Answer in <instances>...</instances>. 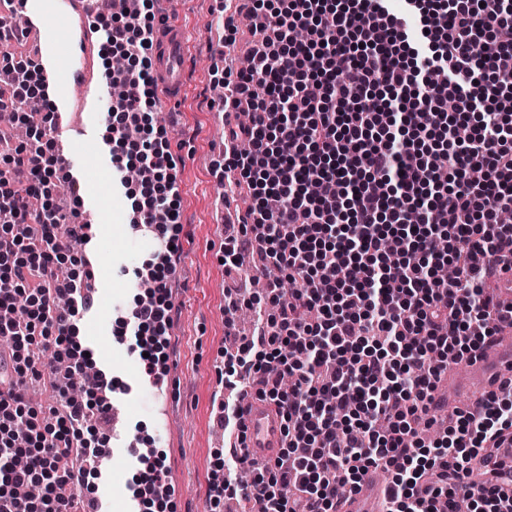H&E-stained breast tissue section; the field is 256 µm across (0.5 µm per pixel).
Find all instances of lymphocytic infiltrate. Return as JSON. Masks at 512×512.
<instances>
[{"label":"lymphocytic infiltrate","mask_w":512,"mask_h":512,"mask_svg":"<svg viewBox=\"0 0 512 512\" xmlns=\"http://www.w3.org/2000/svg\"><path fill=\"white\" fill-rule=\"evenodd\" d=\"M92 25L105 54L109 82L127 92L111 101L102 142L141 227L162 242L152 260L133 269L144 295L123 320L118 340L144 374L165 372L163 335L172 310L178 185L171 144L153 126L156 97L150 71L153 0L114 11L96 0ZM236 14L262 40L236 74L233 106L250 115L224 133L229 188L253 203L240 222L264 237L224 243V271L241 269L257 249L265 267L284 275L274 288L227 311L254 312L259 332L226 364L224 383L251 374L261 393L283 410L286 446L276 467L240 466L251 473L258 512H337L339 493L353 492L369 469H382L387 512H512V460L485 464L483 449L512 434V379L490 392L481 412L456 409L443 433L421 435L432 393L449 359L475 357L497 323L512 316L491 289L512 265L504 243L512 224V0H239ZM348 66L336 71L337 57ZM24 82L0 88V112H21L33 97L45 114L28 140L0 137V197L21 224L0 225V308L24 307V323L0 322L10 337L0 370V503L13 508L18 488L46 485V512L65 504L98 507L83 497L104 445L90 414L108 419L100 396L84 399L88 357L73 341L75 323L96 303L75 275L70 244L87 241L72 206L54 192L61 158L52 137L54 104L40 68L26 61ZM473 123L467 140L454 129ZM482 182L469 178L473 168ZM144 173L140 192L127 174ZM281 201L277 210L268 198ZM448 242L436 251V240ZM451 262L453 281L436 267ZM43 350L73 357L68 387H55L66 413L38 418L26 379L39 376ZM28 422L27 463L16 468L14 426ZM78 459H71V448Z\"/></svg>","instance_id":"lymphocytic-infiltrate-1"}]
</instances>
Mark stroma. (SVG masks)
Segmentation results:
<instances>
[{
    "label": "stroma",
    "mask_w": 512,
    "mask_h": 512,
    "mask_svg": "<svg viewBox=\"0 0 512 512\" xmlns=\"http://www.w3.org/2000/svg\"><path fill=\"white\" fill-rule=\"evenodd\" d=\"M154 11L172 12L191 40L185 97L174 105L156 104V117L183 160L177 172L181 228L171 281L168 374L157 386L141 384L137 363L112 334L117 311L128 310L140 292L120 270L140 265L153 244L149 237L129 233L128 204L108 190L111 168L75 138L69 146L106 185L100 205L112 214L111 223L94 230L99 251L92 258L108 289L93 316L81 324L92 333L84 345L94 360L109 368L112 379L132 387L126 405L130 436L152 440L155 457L164 463L171 494L166 512H225V505L212 500V486L224 476L223 436L215 415L224 402V353L235 348L238 338L224 324V293L232 281L246 298L264 293L265 287L246 274L228 280L221 262L224 234L219 221L224 207L232 204L242 211L248 199L243 191L225 196L220 173L224 116L216 99L224 65L213 54L211 42L224 35L222 10L215 0H155Z\"/></svg>",
    "instance_id": "35a3bbf8"
}]
</instances>
